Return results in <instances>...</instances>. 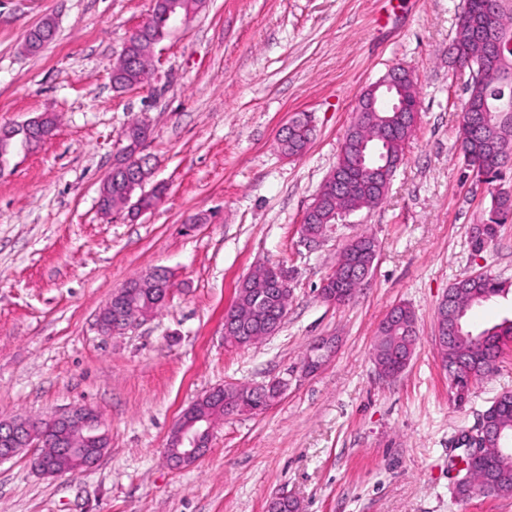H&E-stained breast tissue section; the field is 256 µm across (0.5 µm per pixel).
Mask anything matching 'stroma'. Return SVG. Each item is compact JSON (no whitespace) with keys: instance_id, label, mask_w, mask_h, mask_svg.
Returning <instances> with one entry per match:
<instances>
[{"instance_id":"stroma-1","label":"stroma","mask_w":512,"mask_h":512,"mask_svg":"<svg viewBox=\"0 0 512 512\" xmlns=\"http://www.w3.org/2000/svg\"><path fill=\"white\" fill-rule=\"evenodd\" d=\"M465 0H208L155 48L158 80L116 90L112 69L151 0H0V127L44 112L53 135L0 168V421L73 407L100 415L110 445L79 474L46 477L27 454L0 462V512H267L287 494L301 512H512V494L459 499L449 461L461 433L512 393V343L464 405L448 397L435 343L449 286L488 271L512 281V221L480 253L488 185L472 186L457 147L467 75L448 64ZM56 34L22 51L43 17ZM413 76L414 135L384 201L328 227L308 248L303 215L335 165L360 93L389 69ZM310 116L299 157L281 127ZM148 122L151 184L166 194L137 220L102 215L101 180L128 122ZM379 244L370 279L348 304L317 293L345 245ZM291 270L273 336L237 346L224 311L259 265ZM156 268L174 287L163 308L123 335L100 309ZM415 314L408 368L381 378L380 323ZM334 342L315 372L311 344ZM288 387L267 410L223 418L206 453L171 466L183 411L224 385Z\"/></svg>"}]
</instances>
